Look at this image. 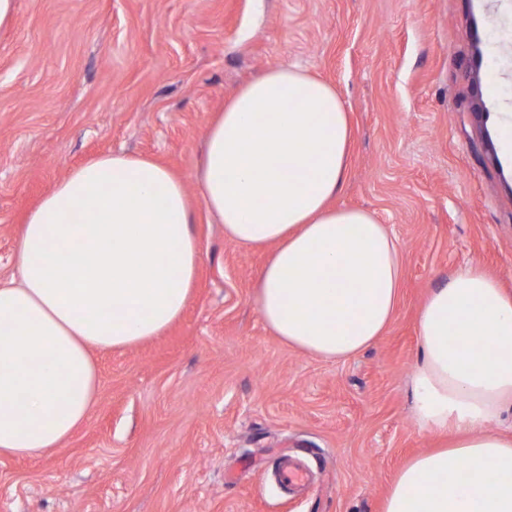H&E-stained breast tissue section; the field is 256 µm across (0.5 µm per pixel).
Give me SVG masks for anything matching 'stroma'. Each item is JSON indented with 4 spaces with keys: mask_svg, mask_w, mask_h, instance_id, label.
<instances>
[{
    "mask_svg": "<svg viewBox=\"0 0 512 512\" xmlns=\"http://www.w3.org/2000/svg\"><path fill=\"white\" fill-rule=\"evenodd\" d=\"M333 84L351 115L334 204L376 212L402 262L396 313L344 362L264 325L266 253L195 206L197 287L140 345L95 354L94 408L63 447L0 455V512H382L446 439L411 418L417 314L480 265L512 290V0H15L0 28V280L25 213L118 149L198 198L206 128L270 66ZM308 486L284 491L281 462Z\"/></svg>",
    "mask_w": 512,
    "mask_h": 512,
    "instance_id": "stroma-1",
    "label": "stroma"
}]
</instances>
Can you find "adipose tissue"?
<instances>
[{"instance_id": "1", "label": "adipose tissue", "mask_w": 512, "mask_h": 512, "mask_svg": "<svg viewBox=\"0 0 512 512\" xmlns=\"http://www.w3.org/2000/svg\"><path fill=\"white\" fill-rule=\"evenodd\" d=\"M350 141L335 87L275 65L226 101L198 172L225 238L271 250L256 289L265 324L335 362L385 335L402 281L387 227L332 204ZM192 215L175 174L122 152L72 168L28 213L17 277L0 281V455L61 447L96 401L92 351L136 346L180 317L200 259ZM417 336L413 419L448 444L397 472L383 512H512V436L489 430L512 410V292L461 270L432 288Z\"/></svg>"}]
</instances>
